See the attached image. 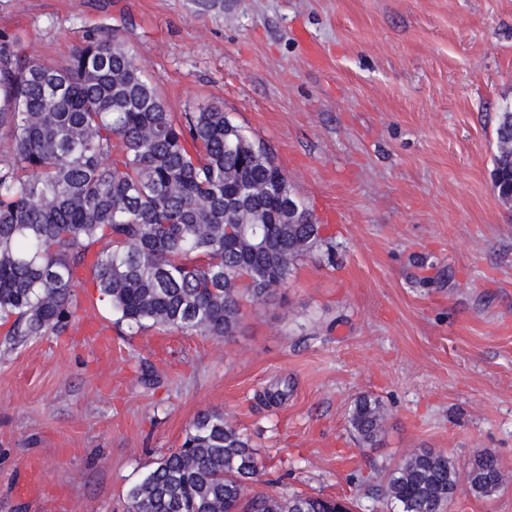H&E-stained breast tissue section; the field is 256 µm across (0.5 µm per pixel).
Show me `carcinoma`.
<instances>
[{
    "instance_id": "carcinoma-1",
    "label": "carcinoma",
    "mask_w": 512,
    "mask_h": 512,
    "mask_svg": "<svg viewBox=\"0 0 512 512\" xmlns=\"http://www.w3.org/2000/svg\"><path fill=\"white\" fill-rule=\"evenodd\" d=\"M224 111L175 114L136 58L110 31L86 34L62 64L31 57L23 38L0 31V322L14 348L57 333L76 316L87 272L131 328L169 327L230 338L243 302L288 283L325 242L322 225L283 223L292 188L271 153ZM496 141L512 138V105ZM255 182L273 192L250 200L251 224L224 198ZM492 182L508 198L512 156L493 157ZM381 399L360 395L348 423L361 448L379 442ZM261 466L249 438L204 411L182 444L127 492V512H350L339 499L257 492ZM494 452L478 456L460 485L443 454L418 449L386 475L383 495L400 512H447L455 495L491 497Z\"/></svg>"
}]
</instances>
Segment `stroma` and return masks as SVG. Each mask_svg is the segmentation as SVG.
<instances>
[{"label":"stroma","instance_id":"stroma-1","mask_svg":"<svg viewBox=\"0 0 512 512\" xmlns=\"http://www.w3.org/2000/svg\"><path fill=\"white\" fill-rule=\"evenodd\" d=\"M0 29L48 63L117 30L170 111L218 105L267 146L334 246L226 341L129 328L87 282L62 335L0 343V512H123L203 411L250 437L255 492L388 512L383 468L491 450L504 487L450 512H512V207L491 176L512 0H0ZM363 394L387 410L374 448L348 428Z\"/></svg>","mask_w":512,"mask_h":512}]
</instances>
